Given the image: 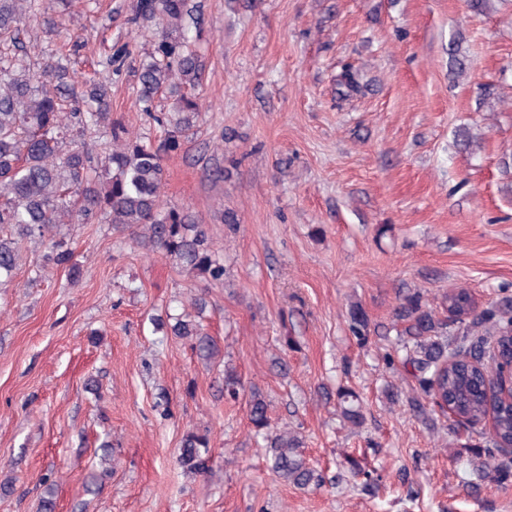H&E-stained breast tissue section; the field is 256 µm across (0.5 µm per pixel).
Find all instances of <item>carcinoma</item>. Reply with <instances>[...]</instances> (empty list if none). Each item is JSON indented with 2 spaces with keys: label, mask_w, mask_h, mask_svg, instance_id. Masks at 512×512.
I'll return each instance as SVG.
<instances>
[{
  "label": "carcinoma",
  "mask_w": 512,
  "mask_h": 512,
  "mask_svg": "<svg viewBox=\"0 0 512 512\" xmlns=\"http://www.w3.org/2000/svg\"><path fill=\"white\" fill-rule=\"evenodd\" d=\"M39 9V0H0V227H10L8 234H0V279L12 276L25 242L35 238L48 242L36 271L52 266L79 275L72 253L53 231L63 224H93L102 216L136 231L137 242L158 249L186 276L224 282V263L205 225L187 211L166 207L161 197L162 151L178 150L200 114L196 90L203 63L191 50L197 20L189 0H135V19H157L164 27L142 66L136 98L148 113L156 99H173L171 110L154 116L166 134L162 150L111 118L110 72L126 57L127 45L114 46L101 62L100 76L85 81L59 52L37 65L19 57L28 22ZM337 86L342 98L360 91L352 67H345ZM441 304L459 324L452 336L418 293L407 296L396 311L413 340L405 364L418 389L409 401L422 409L421 398H432L437 388L458 417L476 422L492 416L493 432L478 453L471 487L501 485L512 475V461L500 453L501 445L512 443V404L488 396L484 386L492 367L476 366L470 359L493 344L504 362L512 360V299L499 314H478L468 289L453 287L442 294ZM157 330L189 341L206 361L219 357L218 345L195 314L186 312L172 323L161 320ZM249 420L256 432H264L275 479L297 487L318 481L299 452L298 436L271 428L268 404L257 392ZM209 443L207 432L183 435L178 463L184 473H211Z\"/></svg>",
  "instance_id": "obj_1"
}]
</instances>
